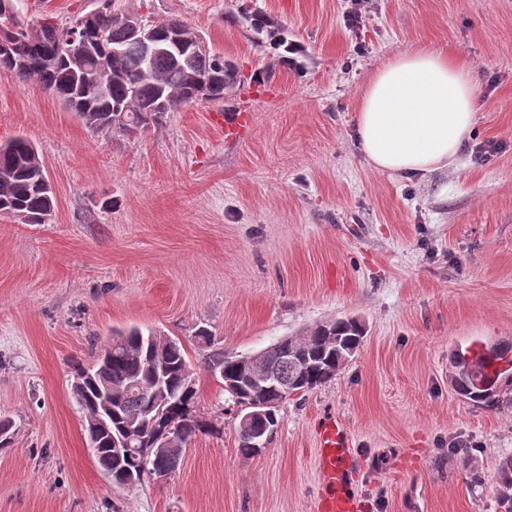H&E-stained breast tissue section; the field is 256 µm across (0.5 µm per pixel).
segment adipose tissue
Listing matches in <instances>:
<instances>
[{
	"label": "adipose tissue",
	"instance_id": "1",
	"mask_svg": "<svg viewBox=\"0 0 512 512\" xmlns=\"http://www.w3.org/2000/svg\"><path fill=\"white\" fill-rule=\"evenodd\" d=\"M474 119L471 70L423 50L374 74L357 107L355 134L376 171L428 173L456 161Z\"/></svg>",
	"mask_w": 512,
	"mask_h": 512
}]
</instances>
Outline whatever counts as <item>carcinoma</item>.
<instances>
[{"instance_id":"1","label":"carcinoma","mask_w":512,"mask_h":512,"mask_svg":"<svg viewBox=\"0 0 512 512\" xmlns=\"http://www.w3.org/2000/svg\"><path fill=\"white\" fill-rule=\"evenodd\" d=\"M114 0H103L102 8L95 11V22L83 24L79 16L62 25L53 17L44 15L33 22L40 38L34 44L25 42L28 30L18 21L14 0H0V25H10L18 35V46L31 59L28 69L14 74L19 83L35 82L60 100L67 109L85 113L97 130L111 129L110 118L119 107H129L135 97L159 110L156 123L181 107L199 102L183 91L185 65L216 76L211 102H222L221 85L236 80L237 73L224 67V57H173L160 53L147 60L142 70L122 69L112 81L106 95L87 89L83 70L112 57V50L120 47L125 55L138 53L136 45L122 40V32L108 23V17L118 15ZM10 209L25 217L27 224H45L54 211V192L45 173L37 149L26 138L16 136L0 144V210ZM363 339V326L356 319H337L294 338L303 359L296 363L278 350L267 351L266 364L277 383L270 386L268 396L277 403L286 400L281 394L282 382L292 391H311L333 380L345 365L347 350H357ZM200 345L208 349L206 361L209 371L219 375L224 391L234 399L247 400L236 384L240 383L238 357L215 347L206 333L198 336ZM161 361L152 353L149 336L138 328L120 331L101 347L95 362L77 369L83 379V390L78 403L82 409L94 412L100 404L103 384L112 389L111 418L107 427L86 428L89 445L98 449L95 459L104 472H112V483L125 485L124 471L138 472L142 465L140 452L134 450L130 458L119 460L111 454L112 441L125 436L128 428L137 424L150 435L156 427L169 425L179 429L189 444L199 433L213 429L208 421L194 414L198 390L192 383L194 372L185 351L173 340L162 348ZM453 368L462 373L452 380L456 392L463 398L487 407L498 403L499 392L477 396L475 384L467 371L465 354L456 353ZM138 382L143 392L126 391ZM512 496V457L502 459L497 467L495 492Z\"/></svg>"}]
</instances>
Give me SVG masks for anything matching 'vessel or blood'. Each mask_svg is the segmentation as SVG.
Listing matches in <instances>:
<instances>
[{
  "label": "vessel or blood",
  "mask_w": 512,
  "mask_h": 512,
  "mask_svg": "<svg viewBox=\"0 0 512 512\" xmlns=\"http://www.w3.org/2000/svg\"><path fill=\"white\" fill-rule=\"evenodd\" d=\"M317 435L326 486L320 512H365V501L351 488L360 463L350 449L347 428L339 418L329 415L319 421Z\"/></svg>",
  "instance_id": "1"
}]
</instances>
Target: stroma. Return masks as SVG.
<instances>
[{"instance_id":"35a3bbf8","label":"stroma","mask_w":512,"mask_h":512,"mask_svg":"<svg viewBox=\"0 0 512 512\" xmlns=\"http://www.w3.org/2000/svg\"><path fill=\"white\" fill-rule=\"evenodd\" d=\"M101 0H19L62 24ZM198 31L238 74L231 96L135 137L97 133L33 83L0 74V143L27 137L55 197L48 223L0 215V512H316L315 423L341 416L367 512H500L512 389L459 396L457 349L512 343V0H115ZM263 14L306 46L279 65ZM439 52L472 70L475 124L456 164L371 168L354 138L371 75ZM246 124L232 127L235 114ZM341 317L365 338L331 382L292 395L268 447L238 451L241 417L196 335L248 356ZM177 340L196 375L197 435L171 475L118 488L76 403L77 366L112 332Z\"/></svg>"}]
</instances>
